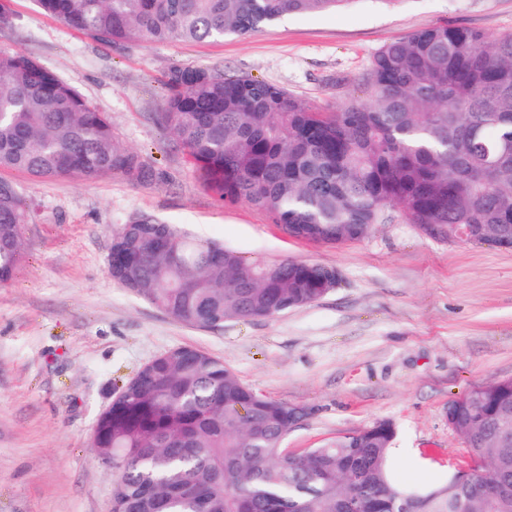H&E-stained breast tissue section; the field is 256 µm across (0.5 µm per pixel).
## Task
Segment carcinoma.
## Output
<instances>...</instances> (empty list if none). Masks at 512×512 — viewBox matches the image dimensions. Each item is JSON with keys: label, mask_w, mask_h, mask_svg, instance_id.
Returning <instances> with one entry per match:
<instances>
[{"label": "carcinoma", "mask_w": 512, "mask_h": 512, "mask_svg": "<svg viewBox=\"0 0 512 512\" xmlns=\"http://www.w3.org/2000/svg\"><path fill=\"white\" fill-rule=\"evenodd\" d=\"M47 15L108 45L246 36L288 14L349 0H35ZM364 97L326 112L248 75L174 67L166 129L203 186L245 201L288 233L336 244L367 236L390 208L429 235L512 247V36L438 25L384 45L359 79ZM0 169L49 180L157 175L115 135L109 117L34 59L0 50ZM31 204L0 180V283L24 253ZM112 278L174 319L201 329L311 305L335 269L248 261L150 212L112 230ZM454 431L489 482L457 472L406 491L388 471L395 428L358 430L284 453L303 419L245 386L224 361L180 347L142 367L94 426L112 469V512H512V380L448 406Z\"/></svg>", "instance_id": "cac0c4a2"}]
</instances>
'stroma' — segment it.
<instances>
[{
  "mask_svg": "<svg viewBox=\"0 0 512 512\" xmlns=\"http://www.w3.org/2000/svg\"><path fill=\"white\" fill-rule=\"evenodd\" d=\"M11 8L0 49L73 85L160 177L41 181L0 169L34 204L23 261L0 283V512H110L113 475L91 445L94 425L123 383L184 346L222 359L258 394L305 409L285 441L293 452L389 421L390 474L403 487H436L473 468L448 405L512 380V247L451 244L395 209L359 240L291 236L248 203H219L162 113L175 66L249 75L332 111L353 97L382 46L421 28L512 36V0H350L245 37L125 46L94 41L35 0ZM141 212L249 260L336 268L341 281L316 303L270 318L187 325L108 274L113 227Z\"/></svg>",
  "mask_w": 512,
  "mask_h": 512,
  "instance_id": "stroma-1",
  "label": "stroma"
}]
</instances>
